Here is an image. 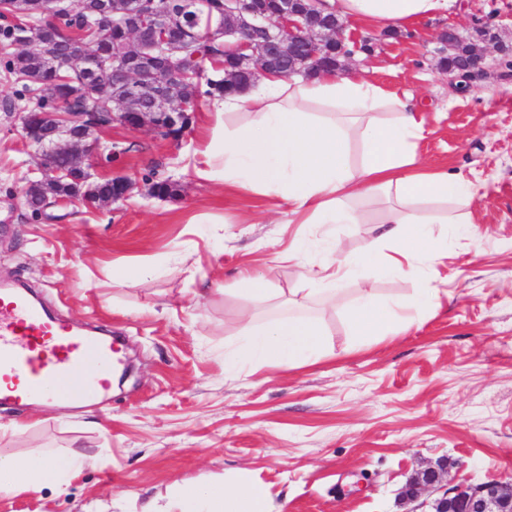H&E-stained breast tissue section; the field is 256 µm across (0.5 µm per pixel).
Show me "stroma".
Masks as SVG:
<instances>
[{"mask_svg":"<svg viewBox=\"0 0 512 512\" xmlns=\"http://www.w3.org/2000/svg\"><path fill=\"white\" fill-rule=\"evenodd\" d=\"M450 25L511 26L512 0H456L410 33L352 22L349 37L373 49L351 70L411 97L426 127L419 157L471 180L476 222L464 236L432 225L439 301L412 325L358 336L344 308L313 309L314 364L227 369L248 309L235 289L245 273L279 293L304 287L305 260L287 259L298 237L312 260L331 246L360 253L377 217L367 199L364 224H291L262 195L199 179L211 137L202 97L179 140L118 122L99 134L91 178H131L127 198L32 213L22 189L41 176L38 153L22 134L16 78L0 68V102L13 105L0 111V279L26 281L67 321L122 332L132 363L123 387L81 405H0V454L86 459L60 485L0 491V512H143L228 477L263 484L288 512H403L399 494L418 470L447 465L452 484L512 474V81L449 94L438 37ZM152 175L175 194L152 196ZM205 280L213 294L194 299ZM370 288L408 299L415 283L371 266L345 295Z\"/></svg>","mask_w":512,"mask_h":512,"instance_id":"stroma-1","label":"stroma"}]
</instances>
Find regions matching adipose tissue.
<instances>
[{
	"mask_svg": "<svg viewBox=\"0 0 512 512\" xmlns=\"http://www.w3.org/2000/svg\"><path fill=\"white\" fill-rule=\"evenodd\" d=\"M345 21L363 20L378 27L409 31L426 19L445 16L454 0H328ZM212 132L204 168L205 180L221 179L273 198L285 214L305 224H359L362 216L344 209L341 198L386 194L378 209L381 232L358 255H341L310 268V287L276 295L260 277L242 278L243 298L255 306L275 303L299 308L298 316L278 319L261 329L243 325L247 341L236 353L242 363H294L316 358L322 347L318 322L303 310L314 298L341 301L342 283L373 265L416 280L411 300L382 299L373 291L349 305L357 335L385 336L410 323L411 313L433 304L439 291L424 276L437 254L429 249L428 223L467 224L470 216L448 214V201H471V182L455 170L434 171L418 160L414 142L424 128L409 99L367 82L355 74L321 72L292 80L264 75L246 89L211 100ZM358 135L363 157L351 167L347 147ZM395 244L385 252V244ZM59 463L45 454L29 460L0 455V489L32 478L55 480ZM179 512H287L259 484L226 479L223 489H181ZM171 506V507H174ZM152 504L150 512H170Z\"/></svg>",
	"mask_w": 512,
	"mask_h": 512,
	"instance_id": "obj_1",
	"label": "adipose tissue"
}]
</instances>
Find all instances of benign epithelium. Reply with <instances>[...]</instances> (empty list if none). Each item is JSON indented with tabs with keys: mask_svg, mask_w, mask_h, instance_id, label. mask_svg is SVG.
Segmentation results:
<instances>
[{
	"mask_svg": "<svg viewBox=\"0 0 512 512\" xmlns=\"http://www.w3.org/2000/svg\"><path fill=\"white\" fill-rule=\"evenodd\" d=\"M30 7L43 13L56 27L57 43H68L65 52L50 55V63L59 70L66 64L80 65L82 71L99 75L108 73L117 87L132 99L148 98L154 111L134 112L120 105V111L69 112L61 121L55 112H27L23 116L25 137L39 147L40 168L58 175L64 172L61 159L74 160L92 153L96 140L91 133L118 121L134 130L148 127L156 132L168 131L184 121L186 110L195 106L175 96L182 85L199 80L211 65L224 69V88L243 89L261 75L275 74L282 78L307 75L334 68L343 74L358 46L350 47L345 36V24L336 15L325 11V0H224L216 9L211 0H194L181 12H172L160 3L151 10L136 5L122 20L114 18L110 0H100L84 40H69L65 26L69 8L65 0H33ZM125 26L128 41L133 45L126 56H116L106 63L97 51L101 34L110 25ZM191 29L208 38L220 33L233 38L224 45V62L209 59L201 62L192 73L175 65L177 55L185 50L176 38L177 30ZM261 29L265 37L256 41L253 34ZM440 69L447 75L448 91L464 93L489 71H498L503 80L512 79V63L489 59L487 44H496V51L505 54L497 44V35L489 29L479 30L478 39H470L455 28L440 35ZM167 74L168 83L157 90L158 70ZM133 183L123 177L112 181V203L128 195ZM402 499L413 507L405 512H512V474L493 476L472 484L442 483V469L429 467L418 472L406 484Z\"/></svg>",
	"mask_w": 512,
	"mask_h": 512,
	"instance_id": "1",
	"label": "benign epithelium"
}]
</instances>
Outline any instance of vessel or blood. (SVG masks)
Here are the masks:
<instances>
[{"label":"vessel or blood","instance_id":"vessel-or-blood-1","mask_svg":"<svg viewBox=\"0 0 512 512\" xmlns=\"http://www.w3.org/2000/svg\"><path fill=\"white\" fill-rule=\"evenodd\" d=\"M119 353L111 339L75 331L19 287L0 285V404H83L111 388Z\"/></svg>","mask_w":512,"mask_h":512}]
</instances>
